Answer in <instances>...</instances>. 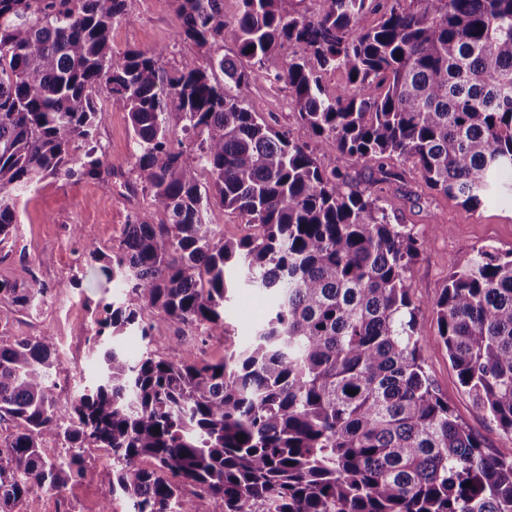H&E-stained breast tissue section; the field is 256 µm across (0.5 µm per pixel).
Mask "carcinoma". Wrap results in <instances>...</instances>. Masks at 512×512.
<instances>
[{
  "label": "carcinoma",
  "mask_w": 512,
  "mask_h": 512,
  "mask_svg": "<svg viewBox=\"0 0 512 512\" xmlns=\"http://www.w3.org/2000/svg\"><path fill=\"white\" fill-rule=\"evenodd\" d=\"M178 40L205 50L169 73L166 49L112 48L128 0H0V245L17 192L48 177L105 180L94 94L128 114L133 171L161 214H135L112 254L85 253L126 288L105 304L95 383L52 380V337L0 336V512L81 482L112 453L111 492L132 512H512V457H493L438 393L421 357L406 272L418 241L379 198L346 188L323 137L383 171L410 160L427 185L476 209L512 194V0H176ZM303 48L285 67L284 44ZM231 45L233 56L216 51ZM353 91L330 98L322 74ZM260 76L288 87L297 130H276L232 93ZM177 114L188 145L175 147ZM256 228L215 234L212 202ZM268 292L252 342L212 362L118 347L159 318L226 336L233 289ZM44 289L0 280V327ZM460 384L512 435V251L487 247L448 274L435 302ZM160 432H154V427ZM243 439H238L239 435ZM60 440L68 457L44 451ZM150 466H143V461ZM471 486H465L466 482Z\"/></svg>",
  "instance_id": "1"
}]
</instances>
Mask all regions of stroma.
Masks as SVG:
<instances>
[{"mask_svg": "<svg viewBox=\"0 0 512 512\" xmlns=\"http://www.w3.org/2000/svg\"><path fill=\"white\" fill-rule=\"evenodd\" d=\"M131 22L115 25V50L165 49L167 71H175L188 58L199 57L197 46L175 39L182 20L174 0H128ZM246 102L272 127L296 126V110L286 89L271 81L253 80L241 91ZM96 101L104 114L97 131L112 181L49 177L20 196L21 222L15 242L0 250V279L20 285L46 286L48 292L35 307L18 310L6 330L10 337L37 338L52 334L61 364L53 375L56 384L77 391L95 376L98 350L92 347L96 322L103 307L121 298L122 288L101 278L98 264L83 252L84 241H94L103 252L115 250L133 214L152 211L147 192L134 184V143L127 113L113 110L106 89H98ZM316 157H331L336 171L353 189L380 196L392 223L406 225L419 241V253L406 273L409 294L417 306L421 355L426 370L449 407L493 456H512V435L497 429L477 409L459 382L457 372L441 343L434 302L456 267L465 265L478 250L494 246L512 251V197L495 196L471 210L460 201L430 189L413 162L387 161L393 173L382 171L341 154L330 141L309 138ZM385 168V169H386ZM443 231H435V224ZM82 228L74 237L73 225ZM271 304L261 289H236L224 309L229 326L226 336L207 337L198 331L176 329L151 310L143 317L150 327V341L129 333L120 343L130 357L145 349L164 351L169 339L181 336L182 348L191 357L217 361L225 350L247 344ZM102 449L92 450L86 478L63 493L36 491L20 506V512H100L110 498L111 465Z\"/></svg>", "mask_w": 512, "mask_h": 512, "instance_id": "1", "label": "stroma"}]
</instances>
